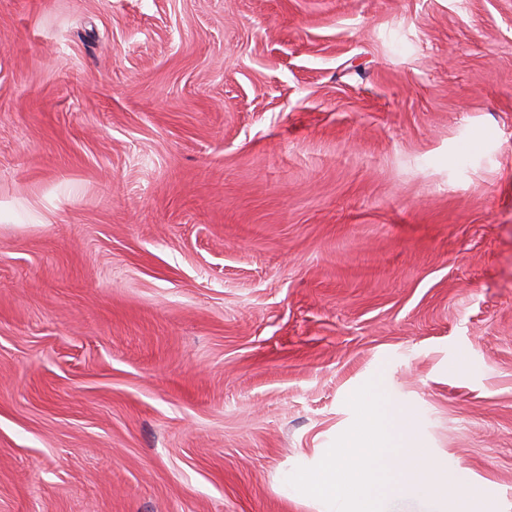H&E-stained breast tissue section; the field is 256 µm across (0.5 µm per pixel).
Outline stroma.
Returning a JSON list of instances; mask_svg holds the SVG:
<instances>
[{
  "instance_id": "obj_1",
  "label": "stroma",
  "mask_w": 512,
  "mask_h": 512,
  "mask_svg": "<svg viewBox=\"0 0 512 512\" xmlns=\"http://www.w3.org/2000/svg\"><path fill=\"white\" fill-rule=\"evenodd\" d=\"M371 380L512 512V0H0V512H324Z\"/></svg>"
}]
</instances>
